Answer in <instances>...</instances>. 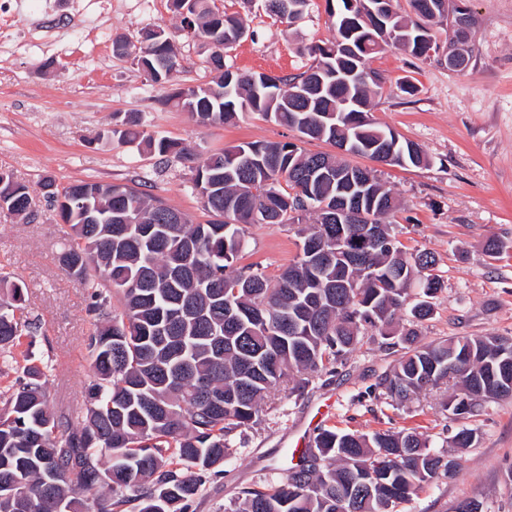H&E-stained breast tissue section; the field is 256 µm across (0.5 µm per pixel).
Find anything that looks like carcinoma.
Instances as JSON below:
<instances>
[{"instance_id":"1","label":"carcinoma","mask_w":512,"mask_h":512,"mask_svg":"<svg viewBox=\"0 0 512 512\" xmlns=\"http://www.w3.org/2000/svg\"><path fill=\"white\" fill-rule=\"evenodd\" d=\"M330 10L334 37L309 49L314 62L291 78L242 74L207 50L217 72L213 84L183 87L166 99L202 125L227 124L257 112L299 133V139L346 145L345 155L311 153L294 142L230 145L196 168L194 186L207 192L203 224L174 223L176 209L128 184L112 196L91 199L112 212L94 224L77 206L95 182L71 184L48 196L70 233L59 260L88 290L93 331L87 355L93 380L81 411L58 416L47 396L49 360L22 368L0 404V512H90L84 493L101 489L96 512H187L207 482L223 474L232 433L259 420L265 399L283 383L302 393L313 374L338 364L358 344L366 326L380 335L404 311L428 319L441 289L436 259L408 252L386 219L398 208L391 189L350 155L399 167H419L426 157L415 143L369 115L371 94L384 78L364 66L391 43L416 58L438 49L432 24L448 21L449 37L468 43L438 11L440 0H338ZM193 35L245 31L236 17L212 18L209 0H171ZM170 35L150 51L133 49L140 70L155 84L171 81L178 62ZM130 115L112 127L122 142L143 135ZM154 154L189 160L182 143L145 138ZM331 167L354 173V182L316 173ZM0 189L22 212L35 205L29 187L0 170ZM349 198L343 223L322 204ZM315 224L302 253L275 279L239 264L245 227ZM379 231L375 246L355 238L361 226ZM419 288L407 301L408 290ZM0 351L22 336L14 310L22 288L0 278ZM117 303H112V298ZM401 334L403 356L378 386L395 401L438 388L459 387L446 407L471 414L479 401L512 395V343L497 336L451 338L414 345ZM454 458L429 450L414 428L400 431L322 429L303 461L285 476L246 487L231 512H402L426 485L458 470Z\"/></svg>"}]
</instances>
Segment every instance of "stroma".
Masks as SVG:
<instances>
[{
	"instance_id": "stroma-1",
	"label": "stroma",
	"mask_w": 512,
	"mask_h": 512,
	"mask_svg": "<svg viewBox=\"0 0 512 512\" xmlns=\"http://www.w3.org/2000/svg\"><path fill=\"white\" fill-rule=\"evenodd\" d=\"M473 19V57L466 71H450L434 57L423 61L388 47L367 63L385 84L371 100L381 125L417 144L429 162L392 167L355 158L372 169L401 203L391 219L409 251H429L437 260L442 289L432 316L409 324L397 316L393 330L412 328L418 344L451 337L512 338V250L489 256L485 244L512 241V0H464ZM80 12L65 0H16L0 13V41L29 42V49L0 52V169L35 196L30 213L0 210V276L23 288L29 326L21 350L50 358L49 403L56 414L79 412L92 378L86 351L91 329L87 292L58 262L68 227L44 194L79 182L137 186L161 198L193 222H206L193 186V169L214 152L241 142L297 141L298 135L257 113L233 125L196 124L168 103L174 88L204 86L214 73L199 44L181 31L169 0H80ZM212 7L239 15L248 34L227 49L225 61L242 72L272 76L301 73L312 64V46L332 39L326 0H309L293 20H276L267 0H211ZM162 26L177 49L173 81L146 80L131 57L112 50L115 36L139 45L145 30ZM408 78L416 87L406 93ZM135 113L153 138L191 148L193 161L159 162L138 143L110 138L112 123ZM295 224L248 226L242 264L276 278L302 244ZM402 351L377 332L364 330L355 350L337 369L315 374L300 396L265 404L257 425L237 429L224 473L210 480L188 512H225L241 488L280 479V467L299 436L319 429L362 433L418 428L434 452L456 457L458 476L425 487L405 512H455L476 500L484 512H512V397L483 401L459 418L445 410L453 386L411 396L397 404L378 383ZM475 432L471 447L456 448L452 436Z\"/></svg>"
}]
</instances>
